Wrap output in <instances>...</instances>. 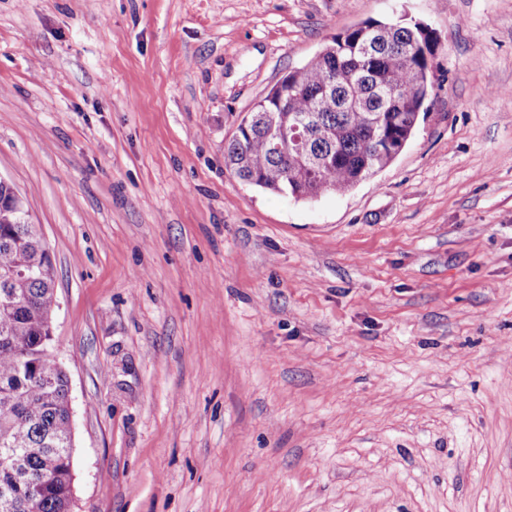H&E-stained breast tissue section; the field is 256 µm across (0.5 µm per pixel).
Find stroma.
Segmentation results:
<instances>
[{"label":"stroma","instance_id":"obj_1","mask_svg":"<svg viewBox=\"0 0 512 512\" xmlns=\"http://www.w3.org/2000/svg\"><path fill=\"white\" fill-rule=\"evenodd\" d=\"M366 20L439 39L397 159L236 177ZM0 178L56 272L74 512H512V0H0Z\"/></svg>","mask_w":512,"mask_h":512}]
</instances>
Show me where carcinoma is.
Wrapping results in <instances>:
<instances>
[{"mask_svg": "<svg viewBox=\"0 0 512 512\" xmlns=\"http://www.w3.org/2000/svg\"><path fill=\"white\" fill-rule=\"evenodd\" d=\"M332 53L288 72L224 146L243 182L296 200L345 194L398 157L427 110L438 37L420 23L367 20L334 35ZM308 120L306 142L278 147L289 116ZM0 182V512H71L69 381L42 345L52 328L54 267L24 201Z\"/></svg>", "mask_w": 512, "mask_h": 512, "instance_id": "cac0c4a2", "label": "carcinoma"}]
</instances>
